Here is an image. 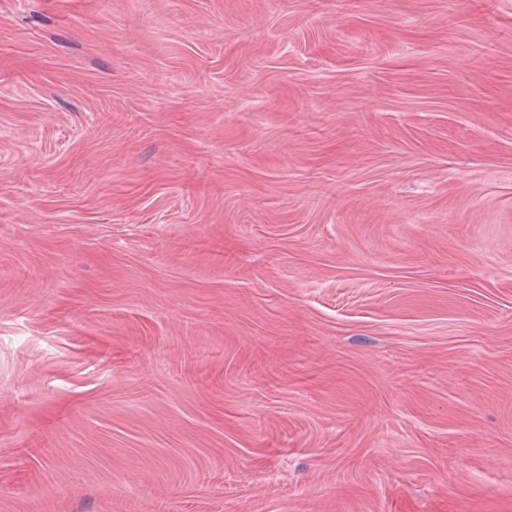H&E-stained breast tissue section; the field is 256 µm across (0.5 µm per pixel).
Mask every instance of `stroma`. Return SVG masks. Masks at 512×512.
Masks as SVG:
<instances>
[{"instance_id":"stroma-1","label":"stroma","mask_w":512,"mask_h":512,"mask_svg":"<svg viewBox=\"0 0 512 512\" xmlns=\"http://www.w3.org/2000/svg\"><path fill=\"white\" fill-rule=\"evenodd\" d=\"M0 512H512V0H0Z\"/></svg>"}]
</instances>
